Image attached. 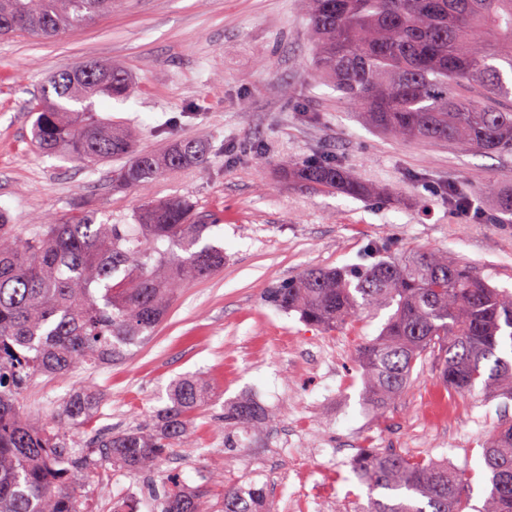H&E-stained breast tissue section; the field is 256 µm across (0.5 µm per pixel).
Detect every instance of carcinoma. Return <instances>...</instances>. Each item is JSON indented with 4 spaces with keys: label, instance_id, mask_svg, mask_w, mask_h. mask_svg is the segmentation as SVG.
<instances>
[{
    "label": "carcinoma",
    "instance_id": "cac0c4a2",
    "mask_svg": "<svg viewBox=\"0 0 512 512\" xmlns=\"http://www.w3.org/2000/svg\"><path fill=\"white\" fill-rule=\"evenodd\" d=\"M121 0H0V38L24 32L53 39L112 12ZM315 39L317 77L354 105L371 126L395 138L448 142L486 154L512 152V0H307ZM135 92L127 74L98 60L71 62L42 86L32 111V137L50 155L89 166L124 159L119 182L140 189L164 173L203 168L209 148L180 139L162 152L140 148L136 133L96 118V96ZM298 180L325 191L370 196L338 160L285 161ZM448 204L469 205L460 184ZM134 224H109L85 204L68 217H44L30 235L18 233L0 211V512H81L67 480L92 452L70 449L94 397L74 394L63 419L39 425L16 405L32 373L64 376L82 364H110L143 344L188 284L224 268V248L200 245L215 219L172 197L141 204ZM265 301L297 311L321 328L345 325L361 311L392 310L379 336L358 352L364 392L385 407L406 390L417 360L432 355L439 380L456 392L476 388L512 398V292L500 290L470 266L434 250L382 253L368 265L309 267L273 285ZM156 424L111 434L92 447L128 472L155 469L176 448H188L190 424L209 400L205 382L179 379ZM265 409L237 400L224 412V444H242ZM491 489L472 507L465 485L448 464L412 460L371 448L351 468L380 497L366 512H512V422L483 449ZM220 512H262L265 489L228 487ZM206 488L185 492L171 475L155 492L161 512H207Z\"/></svg>",
    "mask_w": 512,
    "mask_h": 512
}]
</instances>
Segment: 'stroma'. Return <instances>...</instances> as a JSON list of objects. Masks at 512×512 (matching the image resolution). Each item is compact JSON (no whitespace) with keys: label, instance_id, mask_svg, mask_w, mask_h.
I'll use <instances>...</instances> for the list:
<instances>
[{"label":"stroma","instance_id":"obj_1","mask_svg":"<svg viewBox=\"0 0 512 512\" xmlns=\"http://www.w3.org/2000/svg\"><path fill=\"white\" fill-rule=\"evenodd\" d=\"M313 53L306 0H123L56 40L0 39V209L13 223L29 230L32 218L65 217L82 199L99 219L130 224L143 199L180 196L219 217L206 240L228 257L223 270L183 288L126 358L64 377L37 373L22 389L21 412L42 425L57 421L67 395L94 392L88 426L69 437L79 449L97 433L150 426L179 377L199 376L212 389L190 447L151 475L129 474L100 454L93 468L75 472L82 512H110L112 502L172 473L197 487L211 471L228 485L265 487L267 512H362L370 489L350 462L364 448L448 462L472 505L487 496L482 452L512 420V400L446 389L427 359L417 361L403 395L376 411L357 351L378 336L388 311L328 330L268 306L262 293L310 266L369 264L380 244L394 257L445 252L512 290V223L491 221L497 198L478 191L490 180L512 191V154L375 131L314 76ZM86 59L122 67L137 85L125 100L95 98L99 116L135 126L146 150L202 140L208 166L172 170L133 191L114 181L121 160L89 167L43 154L32 138L31 103L52 72ZM323 156L379 195L304 187L279 164ZM451 182L473 190L471 209L449 206ZM239 398L260 403L273 422L247 446L228 448L222 416Z\"/></svg>","mask_w":512,"mask_h":512}]
</instances>
